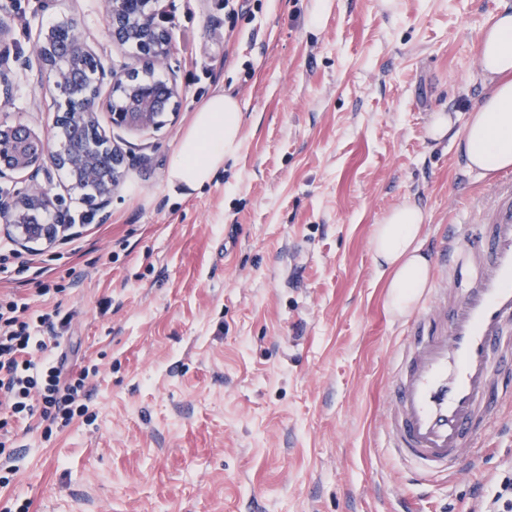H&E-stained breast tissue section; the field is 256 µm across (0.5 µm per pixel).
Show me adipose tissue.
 Wrapping results in <instances>:
<instances>
[{
    "mask_svg": "<svg viewBox=\"0 0 512 512\" xmlns=\"http://www.w3.org/2000/svg\"><path fill=\"white\" fill-rule=\"evenodd\" d=\"M479 69L487 92L471 112L459 137L469 170L488 176L512 167V6L503 7L478 44ZM242 107L230 94L217 92L196 110L170 165L168 180L183 195L210 183L240 145ZM427 220L420 206L403 201L375 225L373 258L387 277L393 314L408 317L430 284L431 262L420 236Z\"/></svg>",
    "mask_w": 512,
    "mask_h": 512,
    "instance_id": "adipose-tissue-1",
    "label": "adipose tissue"
}]
</instances>
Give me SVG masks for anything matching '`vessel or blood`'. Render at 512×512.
<instances>
[{"instance_id": "b4317fda", "label": "vessel or blood", "mask_w": 512, "mask_h": 512, "mask_svg": "<svg viewBox=\"0 0 512 512\" xmlns=\"http://www.w3.org/2000/svg\"><path fill=\"white\" fill-rule=\"evenodd\" d=\"M476 224H452L437 263L454 288L409 320L389 387L390 446L425 486L463 470L483 430L512 405V175Z\"/></svg>"}]
</instances>
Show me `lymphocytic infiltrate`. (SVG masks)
<instances>
[{
	"instance_id": "1",
	"label": "lymphocytic infiltrate",
	"mask_w": 512,
	"mask_h": 512,
	"mask_svg": "<svg viewBox=\"0 0 512 512\" xmlns=\"http://www.w3.org/2000/svg\"><path fill=\"white\" fill-rule=\"evenodd\" d=\"M60 309L38 313L15 295L0 296V411L40 416L68 426L87 414L88 369L65 373L43 336L66 329ZM476 512H512V468L497 472L476 492Z\"/></svg>"
}]
</instances>
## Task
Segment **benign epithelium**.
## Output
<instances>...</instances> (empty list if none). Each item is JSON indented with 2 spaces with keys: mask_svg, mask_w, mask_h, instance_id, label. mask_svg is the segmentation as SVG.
Listing matches in <instances>:
<instances>
[{
  "mask_svg": "<svg viewBox=\"0 0 512 512\" xmlns=\"http://www.w3.org/2000/svg\"><path fill=\"white\" fill-rule=\"evenodd\" d=\"M108 38L134 49L146 65L160 66L171 55L167 30L161 25L164 0H100ZM10 25L0 16V99H11L13 85L2 67L10 58L4 45ZM31 53L47 75L40 85L57 102L54 138H42L22 124L0 126V179L31 172V180L13 196L0 197V222L19 238L53 240L69 235L72 225L53 194L54 175L63 172L74 188H87L85 199L107 206L120 185L121 153L108 144L97 114L109 112L112 124L148 131L176 110V82L146 81L132 68L115 71L92 52L72 19L39 30Z\"/></svg>",
  "mask_w": 512,
  "mask_h": 512,
  "instance_id": "7a95c632",
  "label": "benign epithelium"
}]
</instances>
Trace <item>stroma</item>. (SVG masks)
Returning <instances> with one entry per match:
<instances>
[{"label":"stroma","instance_id":"1","mask_svg":"<svg viewBox=\"0 0 512 512\" xmlns=\"http://www.w3.org/2000/svg\"><path fill=\"white\" fill-rule=\"evenodd\" d=\"M503 0H171L173 53L156 79L180 96L138 135L99 123L124 154L95 210L64 175L70 236L20 242L0 225V291L71 316L47 337L89 378L87 416L62 429L13 417L16 471L0 512H469L475 487L512 464V408L487 456L421 488L388 448L396 345L371 236L398 203L429 216L425 252L478 220L488 178L470 171L432 117L462 127L484 88L477 45ZM9 38L77 22L114 68L130 49L104 34L98 0H0ZM0 125L53 134L57 105L37 65L13 64ZM239 98L242 141L212 183L172 192L168 172L215 91ZM47 275L17 280L26 260Z\"/></svg>","mask_w":512,"mask_h":512}]
</instances>
